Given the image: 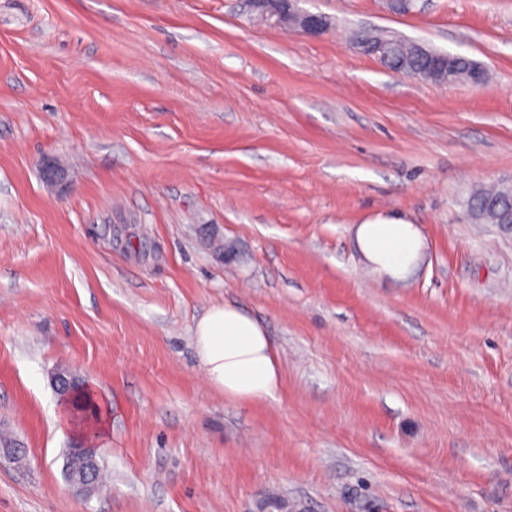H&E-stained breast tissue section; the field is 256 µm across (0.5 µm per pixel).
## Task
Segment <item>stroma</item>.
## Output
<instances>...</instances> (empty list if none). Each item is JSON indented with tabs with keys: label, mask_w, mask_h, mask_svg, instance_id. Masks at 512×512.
<instances>
[{
	"label": "stroma",
	"mask_w": 512,
	"mask_h": 512,
	"mask_svg": "<svg viewBox=\"0 0 512 512\" xmlns=\"http://www.w3.org/2000/svg\"><path fill=\"white\" fill-rule=\"evenodd\" d=\"M308 37L247 0H0V512H512V226L472 223L512 179V0H304ZM466 56L481 85L412 79L354 44ZM67 170L62 191L44 158ZM425 241L404 277L354 227ZM222 238L232 260L216 254ZM256 318L274 396L225 399L195 324ZM109 413L104 479L52 374ZM392 35L385 32H379L376 37L369 41L356 40L357 47L369 55H386L396 47V42ZM494 197H497L503 203L504 196L501 195L499 188L491 187L488 189H479L474 191L467 200V207L472 210V219L479 224H485L487 218L483 217L485 208L494 201ZM495 200V201H500ZM356 237L364 258L391 276L402 275L421 257L419 230L401 218L379 216L359 224ZM67 481L80 488H88L96 477L97 448L87 437L72 448L70 459L65 465Z\"/></svg>",
	"instance_id": "35a3bbf8"
}]
</instances>
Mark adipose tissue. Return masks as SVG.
<instances>
[{
    "label": "adipose tissue",
    "instance_id": "ef3b65f1",
    "mask_svg": "<svg viewBox=\"0 0 512 512\" xmlns=\"http://www.w3.org/2000/svg\"><path fill=\"white\" fill-rule=\"evenodd\" d=\"M364 258L379 272L402 275L421 257L422 238L414 224L377 217L358 226ZM196 352L208 385L225 399L254 403L273 396L280 365L263 325L231 303L211 305L194 330Z\"/></svg>",
    "mask_w": 512,
    "mask_h": 512
}]
</instances>
